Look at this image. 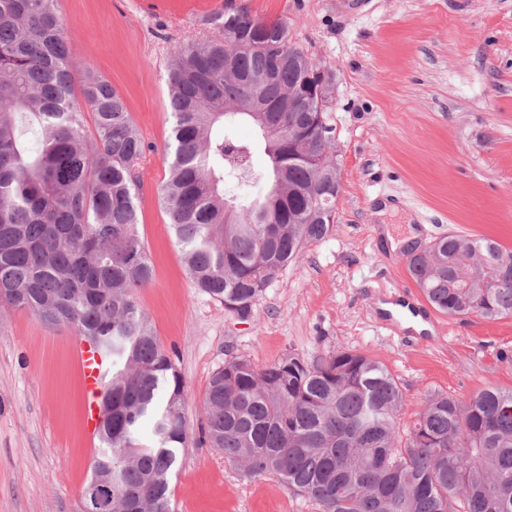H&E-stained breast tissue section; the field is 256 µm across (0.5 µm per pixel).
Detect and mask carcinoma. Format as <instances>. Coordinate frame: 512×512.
Returning <instances> with one entry per match:
<instances>
[{"instance_id":"1","label":"carcinoma","mask_w":512,"mask_h":512,"mask_svg":"<svg viewBox=\"0 0 512 512\" xmlns=\"http://www.w3.org/2000/svg\"><path fill=\"white\" fill-rule=\"evenodd\" d=\"M58 0H0V304L66 327L112 359L92 473L112 472V512H174L170 482L187 433L185 383L137 293L153 279L138 234L136 165L144 143L124 100L92 69L74 89ZM169 66L170 175L161 188L197 290L250 316L304 248L333 231L304 153L336 169L314 112L289 111L305 54L281 20L212 18ZM266 103L265 122L250 112ZM94 117L88 146L83 113ZM251 124L256 139L231 129ZM267 173L252 166L255 151ZM512 258L488 238L451 233L408 252L441 313L512 317ZM201 439L251 478L275 477L319 512H512V388L466 401L428 394L406 432L403 393L380 361L350 350L288 354L257 369L232 357L212 375ZM153 420L155 441L139 440Z\"/></svg>"}]
</instances>
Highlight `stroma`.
Returning a JSON list of instances; mask_svg holds the SVG:
<instances>
[{"label": "stroma", "mask_w": 512, "mask_h": 512, "mask_svg": "<svg viewBox=\"0 0 512 512\" xmlns=\"http://www.w3.org/2000/svg\"><path fill=\"white\" fill-rule=\"evenodd\" d=\"M280 19L331 72L325 105L340 196L334 230L308 245L242 319L186 275L160 189L169 178L171 51L212 36L227 8ZM77 67L126 103L145 152L138 231L153 280L137 297L185 382L187 441L175 512H317L273 478H250L200 445L209 380L240 356L259 369L294 351L351 349L396 377L407 428L424 397L512 388V318L442 316L423 335L382 313L414 281L405 248L448 234L512 249V0H60ZM0 306V512H79L97 446L70 339Z\"/></svg>", "instance_id": "35a3bbf8"}]
</instances>
